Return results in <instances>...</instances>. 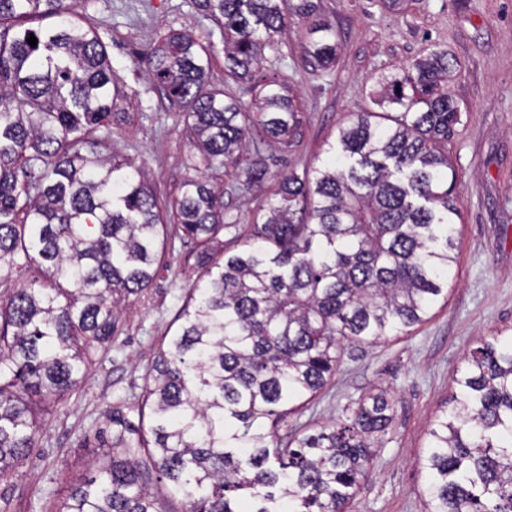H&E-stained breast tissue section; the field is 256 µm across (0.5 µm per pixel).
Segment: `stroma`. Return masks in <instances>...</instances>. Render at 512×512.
I'll return each mask as SVG.
<instances>
[{"label":"stroma","instance_id":"obj_1","mask_svg":"<svg viewBox=\"0 0 512 512\" xmlns=\"http://www.w3.org/2000/svg\"><path fill=\"white\" fill-rule=\"evenodd\" d=\"M341 45L335 69L315 72L301 58L306 18L296 16L266 50L250 79L224 72L221 30L199 0H79L81 21L103 42L125 99L112 117L110 150L140 167L167 225L165 248L149 288L122 308L111 345L91 356L84 383L40 416L38 445L0 480V512H57L68 482L104 459L96 435L112 406L138 400L164 338L172 335L186 291L202 272L200 248L183 238L176 204L192 176L191 136L180 106L147 75L139 57L174 34H188L211 53L209 88L253 105L261 85L283 79L299 107L295 147L283 151L260 133L250 150L268 165L249 182L245 165L208 174L224 195L227 228L212 244L234 253L253 237L260 209L280 176L319 166L338 128L371 106L381 74L434 50L456 68L449 94L461 107L448 137L454 169L458 260L446 301L404 335L347 351L325 389L288 417L299 432L343 421L361 397L384 391L393 420L348 512H425V475L416 465L435 413L453 392V378L477 340L512 326V0H315Z\"/></svg>","mask_w":512,"mask_h":512}]
</instances>
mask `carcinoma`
I'll return each instance as SVG.
<instances>
[{
  "instance_id": "carcinoma-1",
  "label": "carcinoma",
  "mask_w": 512,
  "mask_h": 512,
  "mask_svg": "<svg viewBox=\"0 0 512 512\" xmlns=\"http://www.w3.org/2000/svg\"><path fill=\"white\" fill-rule=\"evenodd\" d=\"M222 26L224 69L244 79L291 16L312 19L302 46L314 71L336 64V35L313 0H201ZM57 18L41 29L30 20ZM37 39V45L27 42ZM196 138L198 175L177 220L203 247L204 268L157 352L138 401L112 408V453L73 480L59 512H345L393 402L359 399L346 421L312 433L282 422L314 399L345 349L398 335L447 297L458 211L448 188L444 50L379 80L372 103L339 128L328 163L279 182L255 238L222 259L206 246L224 229V196L202 170L238 165L251 129L287 149L298 106L281 80L251 112L205 85L211 58L177 34L142 53ZM119 78L97 32L67 0H0V479L37 446L42 406L87 378L112 341L123 301L152 282L165 239L140 169L93 136L111 124ZM41 277L23 281L32 266ZM450 407L417 460L427 512H512V336L482 338L454 379Z\"/></svg>"
}]
</instances>
